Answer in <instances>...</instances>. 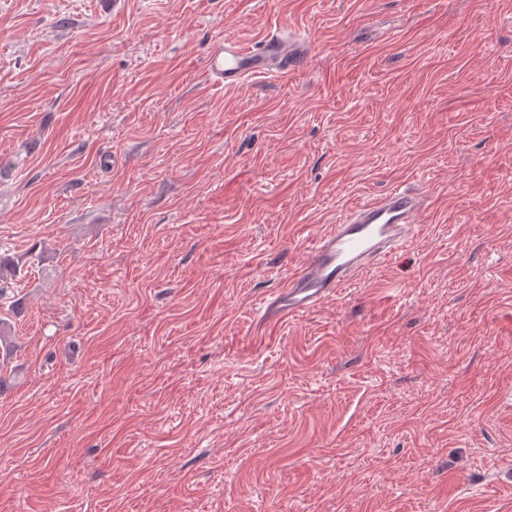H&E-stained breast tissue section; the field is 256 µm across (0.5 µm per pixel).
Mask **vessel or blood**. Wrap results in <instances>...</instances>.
Returning <instances> with one entry per match:
<instances>
[{"instance_id":"1","label":"vessel or blood","mask_w":512,"mask_h":512,"mask_svg":"<svg viewBox=\"0 0 512 512\" xmlns=\"http://www.w3.org/2000/svg\"><path fill=\"white\" fill-rule=\"evenodd\" d=\"M316 50L305 36L272 33L245 46L233 39L214 43L206 75L210 82L232 87L250 78L284 74L300 66ZM423 196L393 189L351 206L334 224L313 235L307 258L264 306L282 319L306 312L352 286L415 236Z\"/></svg>"}]
</instances>
